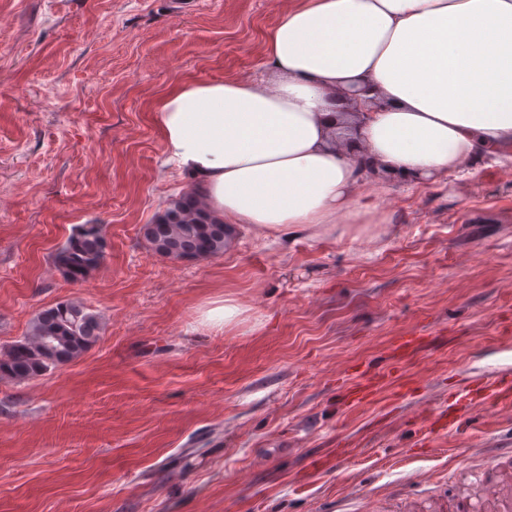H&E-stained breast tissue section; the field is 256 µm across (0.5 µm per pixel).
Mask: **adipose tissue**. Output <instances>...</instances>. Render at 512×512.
<instances>
[{
  "mask_svg": "<svg viewBox=\"0 0 512 512\" xmlns=\"http://www.w3.org/2000/svg\"><path fill=\"white\" fill-rule=\"evenodd\" d=\"M266 64L269 78L190 81L155 108L169 162L232 230L322 243L354 224L372 242L393 222L380 171L417 183L512 155V0H296Z\"/></svg>",
  "mask_w": 512,
  "mask_h": 512,
  "instance_id": "adipose-tissue-1",
  "label": "adipose tissue"
}]
</instances>
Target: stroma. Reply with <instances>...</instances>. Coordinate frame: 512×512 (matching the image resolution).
Wrapping results in <instances>:
<instances>
[{
    "mask_svg": "<svg viewBox=\"0 0 512 512\" xmlns=\"http://www.w3.org/2000/svg\"><path fill=\"white\" fill-rule=\"evenodd\" d=\"M294 0H0V352L64 301L100 315L78 359L0 379V512H347L476 489L458 449L512 440V414L470 411L424 442L399 418L458 379L512 374V170L380 179L384 242L285 246L240 233L223 256H157L142 228L192 180L167 162L154 109L191 80L267 75L268 32ZM101 224L84 282L54 255ZM245 312L199 326L210 301ZM426 351L399 356L401 336ZM389 383L371 401L350 391ZM348 442L306 491L310 457ZM268 463L252 469L255 456ZM420 469L435 482L412 481Z\"/></svg>",
    "mask_w": 512,
    "mask_h": 512,
    "instance_id": "35a3bbf8",
    "label": "stroma"
}]
</instances>
